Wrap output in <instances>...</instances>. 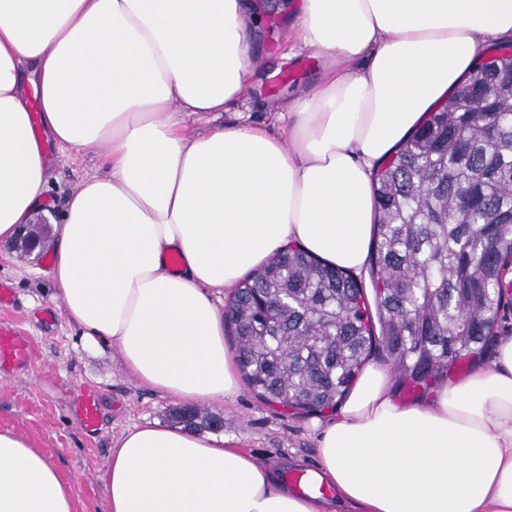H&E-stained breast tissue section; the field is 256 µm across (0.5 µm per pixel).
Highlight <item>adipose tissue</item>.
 <instances>
[{"instance_id": "obj_1", "label": "adipose tissue", "mask_w": 512, "mask_h": 512, "mask_svg": "<svg viewBox=\"0 0 512 512\" xmlns=\"http://www.w3.org/2000/svg\"><path fill=\"white\" fill-rule=\"evenodd\" d=\"M252 8L0 0V243L46 213L51 151L101 149L103 174L54 224L52 297L86 341L184 404L240 390L213 293L291 245L362 271L379 166L512 38V0H296L285 36L322 68L286 105L282 138L218 122L250 87ZM191 114L208 128L189 129ZM316 452L328 496L224 440L146 422L100 479L109 512H512V335L413 402L368 368ZM0 512H76L70 482L9 429Z\"/></svg>"}]
</instances>
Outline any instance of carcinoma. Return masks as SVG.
Segmentation results:
<instances>
[{
    "label": "carcinoma",
    "mask_w": 512,
    "mask_h": 512,
    "mask_svg": "<svg viewBox=\"0 0 512 512\" xmlns=\"http://www.w3.org/2000/svg\"><path fill=\"white\" fill-rule=\"evenodd\" d=\"M376 174L380 213L362 281L298 247L276 253L237 286L224 312L240 370L266 403L302 414L335 409L382 352L402 387L427 390L485 352L512 270V44L464 81ZM176 423L223 421L196 407Z\"/></svg>",
    "instance_id": "obj_1"
}]
</instances>
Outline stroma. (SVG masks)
Instances as JSON below:
<instances>
[{"label": "stroma", "instance_id": "1", "mask_svg": "<svg viewBox=\"0 0 512 512\" xmlns=\"http://www.w3.org/2000/svg\"><path fill=\"white\" fill-rule=\"evenodd\" d=\"M282 2L260 0L249 23L256 64L252 88L245 100L224 114L225 123L261 125L275 136L286 131L272 121L275 106L312 84L321 69L311 52L289 56ZM101 171L95 150L55 154L48 172L51 216L59 217L71 191ZM48 270V252L0 250V284L14 294L10 306L0 307V321L24 329L33 345L32 363L22 374H0V429L15 431L49 453L73 484L78 512H107L100 476L112 444L136 424L171 425L178 404L139 384L122 369L113 351L88 348L65 315L44 320V311L54 305ZM83 386L96 390L101 408V422L93 432L84 429L77 409ZM205 409L223 418L221 435L229 445L247 450L261 462L276 460L286 466L296 460L301 470L317 471L313 416L266 404L246 386L232 401L211 402Z\"/></svg>", "mask_w": 512, "mask_h": 512}]
</instances>
